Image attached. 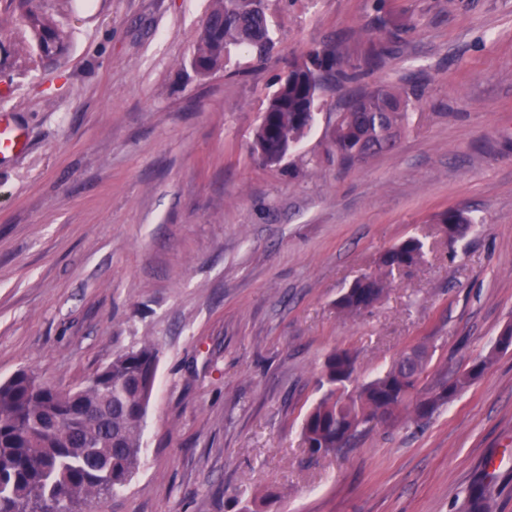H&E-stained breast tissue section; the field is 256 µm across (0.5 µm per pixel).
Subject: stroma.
Listing matches in <instances>:
<instances>
[{
	"label": "stroma",
	"mask_w": 512,
	"mask_h": 512,
	"mask_svg": "<svg viewBox=\"0 0 512 512\" xmlns=\"http://www.w3.org/2000/svg\"><path fill=\"white\" fill-rule=\"evenodd\" d=\"M266 0L277 55L190 67L214 0H0V113L28 150L0 162V382L68 389L155 342L141 464L93 512H512V0ZM66 49L44 57L25 10ZM384 54L357 82L413 87L389 152L344 168L327 86L277 164L251 154L282 62L316 44ZM451 208L474 228L438 233ZM423 261L358 316L336 308L385 251ZM425 347L424 389L492 363L421 424L376 421L336 455L301 429L345 350L356 385Z\"/></svg>",
	"instance_id": "1"
}]
</instances>
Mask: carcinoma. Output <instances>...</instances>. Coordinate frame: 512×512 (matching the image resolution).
Listing matches in <instances>:
<instances>
[{
	"instance_id": "obj_1",
	"label": "carcinoma",
	"mask_w": 512,
	"mask_h": 512,
	"mask_svg": "<svg viewBox=\"0 0 512 512\" xmlns=\"http://www.w3.org/2000/svg\"><path fill=\"white\" fill-rule=\"evenodd\" d=\"M38 50L59 52L61 36L40 14L26 15ZM244 45L258 63L272 56L276 42L264 0H216L196 40L191 68L199 75L221 71L230 46ZM360 61H344L326 45L286 62V78L275 80L254 133V150L268 164L281 162L312 127L320 93L332 83L357 82ZM412 91L384 84L354 92L336 114L331 145L336 161L354 164L391 150L416 107ZM440 223L451 226L454 240L472 219L450 208ZM425 243L410 237L379 258V272L355 281L336 301L341 312L356 315L385 293L394 272L419 264ZM158 348L147 341L119 353L93 376L70 390H59L34 371H20L0 383V512H85L84 507L121 491L141 462L143 424L156 385ZM425 349L404 353L373 381L351 390L354 358L346 351L330 354L322 371L328 392L302 423L304 448L312 457L346 447L362 428L380 416L395 420L410 410L416 421L479 378L490 365L484 359L467 372L424 396L419 381ZM469 512H490L485 490L472 492Z\"/></svg>"
}]
</instances>
